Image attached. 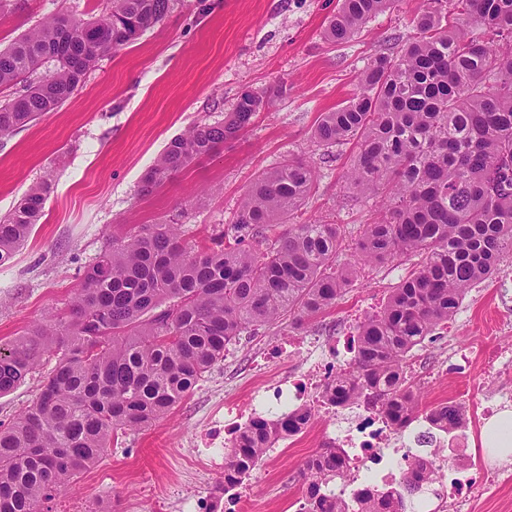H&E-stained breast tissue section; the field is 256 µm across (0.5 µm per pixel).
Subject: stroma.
<instances>
[{
	"label": "stroma",
	"instance_id": "obj_1",
	"mask_svg": "<svg viewBox=\"0 0 512 512\" xmlns=\"http://www.w3.org/2000/svg\"><path fill=\"white\" fill-rule=\"evenodd\" d=\"M109 0H10L0 9V44L47 18H89ZM341 0H171L163 23L134 44L104 58L56 111L15 134L0 138V214L34 184L50 181L44 215L16 256L0 266V343L24 334L43 318L65 313L83 274L113 235L179 215L187 241L209 243L233 223L240 201L263 170L288 155L310 157L317 188L292 218L338 224L347 243L378 208L351 198L345 173L353 149L324 150L313 131L322 112L357 90L360 71L376 56L414 34L422 0H396L352 38L333 43L323 36ZM287 84L288 94L271 98L240 136L219 155L202 160L140 196L142 176L172 138L196 123L223 120L241 93H263ZM414 265L404 259L373 265L334 308L318 318L310 336L329 341L354 334L378 311L392 288ZM512 295V255L500 274L469 291L448 324L455 344L482 339L490 347L512 346V332L499 323ZM287 322L244 336L229 358L200 380L194 392L151 427L127 432L102 459L45 502L46 512H183L184 494L210 500L220 475L205 470L193 448L201 433L224 415V400H248L259 376L253 369L265 346L285 342ZM55 365L44 357L14 391L0 395V422H9L36 399ZM447 370L421 385L423 405L450 401L453 390L482 374L480 396L512 387V369L483 374ZM317 451L314 441L266 455L250 480L253 512H294L305 488L298 473Z\"/></svg>",
	"mask_w": 512,
	"mask_h": 512
}]
</instances>
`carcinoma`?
Here are the masks:
<instances>
[{"label": "carcinoma", "instance_id": "obj_1", "mask_svg": "<svg viewBox=\"0 0 512 512\" xmlns=\"http://www.w3.org/2000/svg\"><path fill=\"white\" fill-rule=\"evenodd\" d=\"M394 3L342 0L325 38H351ZM109 4L101 17L55 16L0 47V138L59 108L98 60L170 10V0ZM414 27L397 51L364 68L346 104L320 114L313 133L326 150L353 145L349 189L379 203L380 220L356 243L357 263H339L338 225L289 223L317 184L314 162L300 155L258 175L211 246L187 242L174 218L113 235L65 314L0 344V395L44 355L57 356L33 404L0 423V512H40L49 493L94 465L118 434L149 427L192 394L243 334L285 318L302 333L336 306L361 268L412 256L410 275L358 324L352 362L333 394L339 405L361 400L403 425L416 418L420 397L404 374L407 354L448 324L469 289L497 274L512 252V0H424ZM272 95L286 96L288 87ZM270 96L244 92L224 121L172 139L140 194L223 149ZM50 192L42 181L0 215V265L40 223ZM427 418L450 432L464 424L447 402ZM310 420L297 411L256 423L224 452V478L249 474L267 439ZM299 476L312 512H411L422 482L437 481L438 472L421 461L359 509L320 494L323 483L346 476L336 450L317 452Z\"/></svg>", "mask_w": 512, "mask_h": 512}]
</instances>
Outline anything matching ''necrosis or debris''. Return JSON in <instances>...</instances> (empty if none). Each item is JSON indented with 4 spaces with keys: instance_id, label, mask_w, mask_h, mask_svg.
Wrapping results in <instances>:
<instances>
[{
    "instance_id": "necrosis-or-debris-1",
    "label": "necrosis or debris",
    "mask_w": 512,
    "mask_h": 512,
    "mask_svg": "<svg viewBox=\"0 0 512 512\" xmlns=\"http://www.w3.org/2000/svg\"><path fill=\"white\" fill-rule=\"evenodd\" d=\"M270 350L281 356L292 352L302 354L306 370L260 384L253 391L248 407H240L233 400L225 401L223 438L212 434L201 437L209 449L208 469L219 471L224 466L214 449L216 441H223L228 448L236 446L243 430L264 419L263 404L272 402L292 412L304 408L318 411L322 425L318 436L327 445L339 449L348 474L346 481L327 482L325 491L332 499L348 502L361 492L377 496L395 487L405 467L420 459L447 472L448 478L422 487V498L417 501L415 512H430L429 502L433 499L448 502L452 512H469L478 492L512 479V467L507 465L483 470L477 477L464 475L461 468L450 466L446 452L448 436L442 431H434L430 451L421 455L409 436L397 429L381 410L358 403L343 406L332 402L326 388L348 370L350 361L316 339L308 338L295 345L274 344Z\"/></svg>"
}]
</instances>
